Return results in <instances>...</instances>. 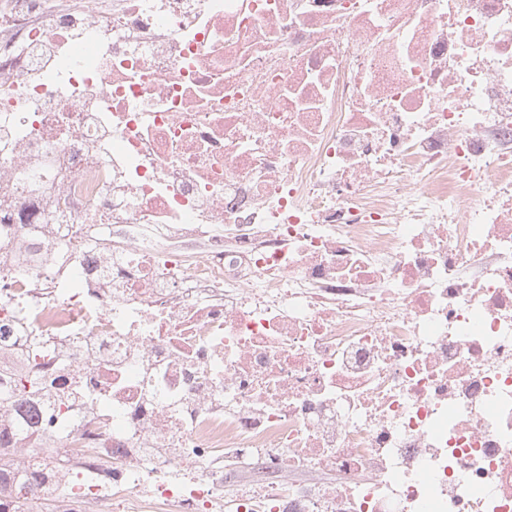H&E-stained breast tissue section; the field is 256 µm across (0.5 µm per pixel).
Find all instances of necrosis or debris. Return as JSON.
<instances>
[{"label":"necrosis or debris","instance_id":"obj_1","mask_svg":"<svg viewBox=\"0 0 512 512\" xmlns=\"http://www.w3.org/2000/svg\"><path fill=\"white\" fill-rule=\"evenodd\" d=\"M0 512H512V0H0Z\"/></svg>","mask_w":512,"mask_h":512}]
</instances>
